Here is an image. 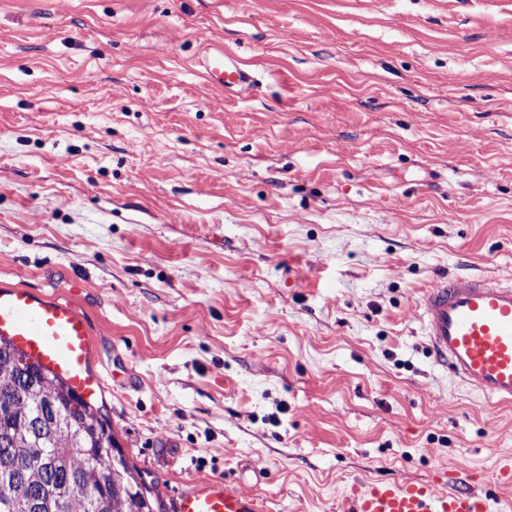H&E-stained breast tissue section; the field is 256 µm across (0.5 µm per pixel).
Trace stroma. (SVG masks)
<instances>
[{
    "instance_id": "35a3bbf8",
    "label": "stroma",
    "mask_w": 512,
    "mask_h": 512,
    "mask_svg": "<svg viewBox=\"0 0 512 512\" xmlns=\"http://www.w3.org/2000/svg\"><path fill=\"white\" fill-rule=\"evenodd\" d=\"M454 273L512 282V0H0V282L85 313L163 512L453 469L512 503V405L409 318ZM203 67L209 80L220 85L225 91L235 92L247 89L252 81V75L243 69L224 51L215 49L206 55ZM262 502L254 494L236 488L223 478L187 482L177 496L174 512H261Z\"/></svg>"
}]
</instances>
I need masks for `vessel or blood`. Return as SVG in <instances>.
<instances>
[{
    "instance_id": "1",
    "label": "vessel or blood",
    "mask_w": 512,
    "mask_h": 512,
    "mask_svg": "<svg viewBox=\"0 0 512 512\" xmlns=\"http://www.w3.org/2000/svg\"><path fill=\"white\" fill-rule=\"evenodd\" d=\"M209 80L224 90L247 89L252 75L217 49L206 55ZM435 359L487 400L512 404V284L481 274H451L432 283L411 311ZM0 336L43 370L62 378L83 400L103 390L90 365L95 345L86 315L73 303L0 284ZM434 492L426 483L375 479L344 496L346 512H499L491 494L471 485ZM174 512H262L261 500L223 478L192 480Z\"/></svg>"
}]
</instances>
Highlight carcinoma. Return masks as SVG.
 <instances>
[{
	"label": "carcinoma",
	"instance_id": "obj_1",
	"mask_svg": "<svg viewBox=\"0 0 512 512\" xmlns=\"http://www.w3.org/2000/svg\"><path fill=\"white\" fill-rule=\"evenodd\" d=\"M0 512H161L107 407L81 399L2 336Z\"/></svg>",
	"mask_w": 512,
	"mask_h": 512
}]
</instances>
